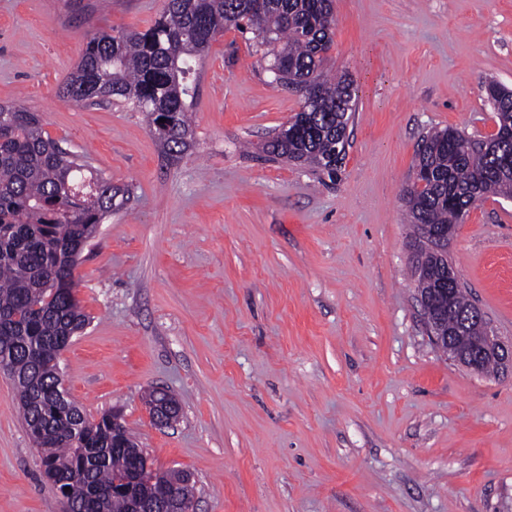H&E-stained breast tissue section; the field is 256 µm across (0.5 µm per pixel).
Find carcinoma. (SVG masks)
<instances>
[{"label": "carcinoma", "instance_id": "obj_1", "mask_svg": "<svg viewBox=\"0 0 512 512\" xmlns=\"http://www.w3.org/2000/svg\"><path fill=\"white\" fill-rule=\"evenodd\" d=\"M244 0H168L144 31L101 33L89 39L61 92L75 104L125 102L147 113L163 148L188 146V76L227 25L254 34L281 85L315 82L287 128L267 141L266 160L305 165L321 181L336 182L347 156L346 129L356 107L347 76L322 71L333 44L331 0H267L260 11ZM487 101L498 129L512 127V91L491 82ZM165 122H159V119ZM416 166L431 177L412 182L404 201L412 234L411 273L419 288H434L445 260L423 241L425 224H458L490 195L512 190V141L492 150L455 129L430 130ZM124 192L112 181L86 177L78 156L45 136L41 117L20 104L0 105V365L9 369L20 412L53 484L70 488L74 512H136L139 490L167 494L174 472L145 486L137 443L120 418L104 413L87 425L76 403L59 392V355L88 325L76 296V270L98 226ZM452 301L448 321L463 335L481 327L464 284H442Z\"/></svg>", "mask_w": 512, "mask_h": 512}]
</instances>
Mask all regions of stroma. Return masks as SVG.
I'll use <instances>...</instances> for the list:
<instances>
[{
    "label": "stroma",
    "mask_w": 512,
    "mask_h": 512,
    "mask_svg": "<svg viewBox=\"0 0 512 512\" xmlns=\"http://www.w3.org/2000/svg\"><path fill=\"white\" fill-rule=\"evenodd\" d=\"M166 0H0V103L128 190L76 270L89 318L60 367L91 418L120 413L193 512H512V376L429 340L402 199L426 132L490 136L512 89V0H334L326 72L357 88L339 179L261 158L302 96L225 27L190 81L187 150L145 113L60 89L90 35L147 29ZM450 256L512 340V200L465 217ZM180 404L152 422L149 390ZM0 370V512H63ZM487 101L495 112L498 130L512 127V91L490 82L486 87Z\"/></svg>",
    "instance_id": "35a3bbf8"
}]
</instances>
